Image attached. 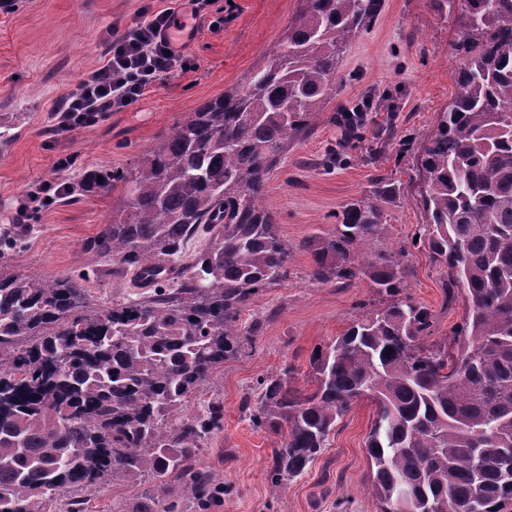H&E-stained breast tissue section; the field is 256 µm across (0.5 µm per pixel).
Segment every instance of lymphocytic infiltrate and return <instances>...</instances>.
<instances>
[{"mask_svg":"<svg viewBox=\"0 0 512 512\" xmlns=\"http://www.w3.org/2000/svg\"><path fill=\"white\" fill-rule=\"evenodd\" d=\"M174 24L173 11L157 10L108 43L101 64L57 101L51 114V133L90 126L106 113L129 108L140 101L149 86L181 68L183 47L170 34ZM97 184L94 171L85 172L76 185L65 177L33 184L19 202L13 221L29 223L50 203L70 196L75 186L91 189Z\"/></svg>","mask_w":512,"mask_h":512,"instance_id":"f902f5d3","label":"lymphocytic infiltrate"}]
</instances>
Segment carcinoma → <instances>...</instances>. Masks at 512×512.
Returning a JSON list of instances; mask_svg holds the SVG:
<instances>
[{"mask_svg": "<svg viewBox=\"0 0 512 512\" xmlns=\"http://www.w3.org/2000/svg\"><path fill=\"white\" fill-rule=\"evenodd\" d=\"M288 31L245 84L224 91L148 150L124 207L92 248L163 280L189 240L207 248L173 288L112 306L75 279L19 273L0 256V512H43L47 497L107 476L150 488L128 512H175L171 481L202 501L212 475L197 449L220 407L168 426L224 361L253 346L239 324L262 289L288 278L293 249L262 204L268 175L336 90L345 43L383 0H300ZM459 95L417 155L428 223L418 241L448 266V300L466 312L451 348L424 346L434 315L405 281L406 249L356 260L381 234L400 194L377 177L370 195L336 214V234L305 243L318 283L369 279L387 305L309 359L303 394L292 370L258 382L252 422L283 439L268 477L301 475L338 420L368 398L367 437L380 512H502L512 500V0H464Z\"/></svg>", "mask_w": 512, "mask_h": 512, "instance_id": "cac0c4a2", "label": "carcinoma"}]
</instances>
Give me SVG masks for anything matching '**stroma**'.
I'll use <instances>...</instances> for the list:
<instances>
[{"label":"stroma","instance_id":"35a3bbf8","mask_svg":"<svg viewBox=\"0 0 512 512\" xmlns=\"http://www.w3.org/2000/svg\"><path fill=\"white\" fill-rule=\"evenodd\" d=\"M161 10L171 0H14L0 11V252L20 272L44 280L83 279L94 303L108 306L147 292L138 271L88 251L91 241L125 202L127 186L77 190L42 211L33 224H11L17 199L35 182L53 180L57 162L74 156L68 171L132 174L147 151L206 102L242 83L266 62L288 29L299 0H210L184 47L186 66L151 87L140 102L95 125L51 134L55 101L72 91L102 59L105 43L141 21L145 5ZM463 0L436 14L426 0H384L376 22L352 38L338 62L336 92L310 130L297 139L267 181L264 205L278 217L282 239L294 249L288 278L260 291L241 313L262 329L252 348L229 358L182 410L196 413L214 399L222 406L218 429L196 454L224 491L208 510L194 502L180 512H378L370 486L366 439L375 418L369 399L356 401L337 422L324 451L287 487L267 480L277 435L255 426L243 400L264 375L291 367L294 385L312 392L309 357L332 343L354 321L382 308L369 280L345 286L318 283L303 244L336 230L335 215L368 196L371 180L384 176L402 187L385 207L386 225L372 248L409 251L406 281L414 301L437 315L432 342L451 341L465 314L463 297L446 303L448 268L413 238L425 222L420 202L417 149L438 114L458 94L465 56ZM370 101L360 133L340 149L336 116ZM142 493L136 485L104 481L79 492L82 512H123Z\"/></svg>","mask_w":512,"mask_h":512}]
</instances>
